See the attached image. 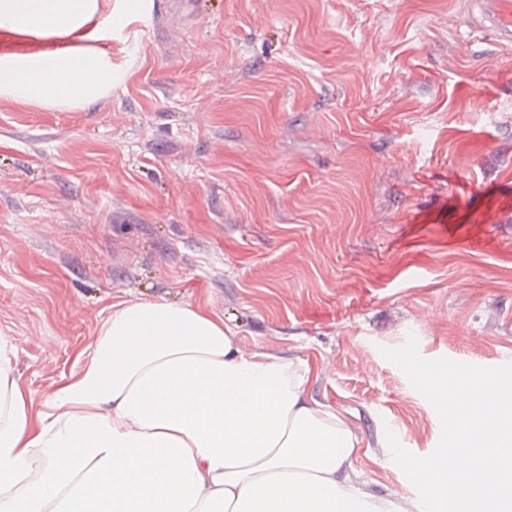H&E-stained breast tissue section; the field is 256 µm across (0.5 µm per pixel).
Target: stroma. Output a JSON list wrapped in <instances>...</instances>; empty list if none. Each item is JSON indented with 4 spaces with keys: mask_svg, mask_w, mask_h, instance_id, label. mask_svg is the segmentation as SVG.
<instances>
[{
    "mask_svg": "<svg viewBox=\"0 0 512 512\" xmlns=\"http://www.w3.org/2000/svg\"><path fill=\"white\" fill-rule=\"evenodd\" d=\"M192 2L175 28L119 0L111 95L0 102V337L37 398L114 302L219 313L415 512L385 434L425 457L441 423L380 350L512 359V48L463 0Z\"/></svg>",
    "mask_w": 512,
    "mask_h": 512,
    "instance_id": "obj_1",
    "label": "stroma"
}]
</instances>
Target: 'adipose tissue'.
<instances>
[{
    "label": "adipose tissue",
    "instance_id": "obj_1",
    "mask_svg": "<svg viewBox=\"0 0 512 512\" xmlns=\"http://www.w3.org/2000/svg\"><path fill=\"white\" fill-rule=\"evenodd\" d=\"M112 0H0V100L112 91ZM76 373L33 398L0 339V512H398L346 466L357 440L298 364L243 351L217 313L129 298Z\"/></svg>",
    "mask_w": 512,
    "mask_h": 512
}]
</instances>
